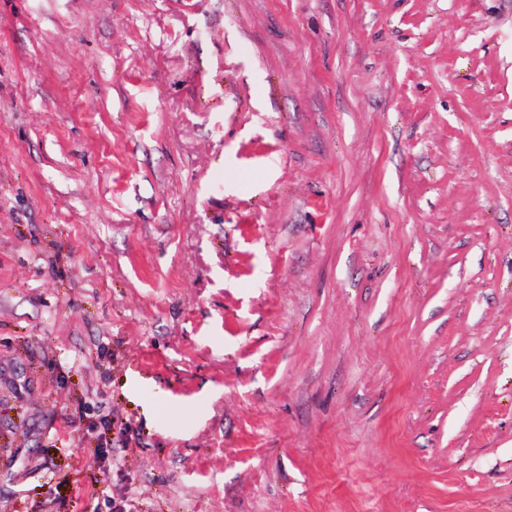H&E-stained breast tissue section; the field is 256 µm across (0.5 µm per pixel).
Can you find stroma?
<instances>
[{
    "label": "stroma",
    "instance_id": "1",
    "mask_svg": "<svg viewBox=\"0 0 512 512\" xmlns=\"http://www.w3.org/2000/svg\"><path fill=\"white\" fill-rule=\"evenodd\" d=\"M127 495L512 512V0H0V512Z\"/></svg>",
    "mask_w": 512,
    "mask_h": 512
}]
</instances>
